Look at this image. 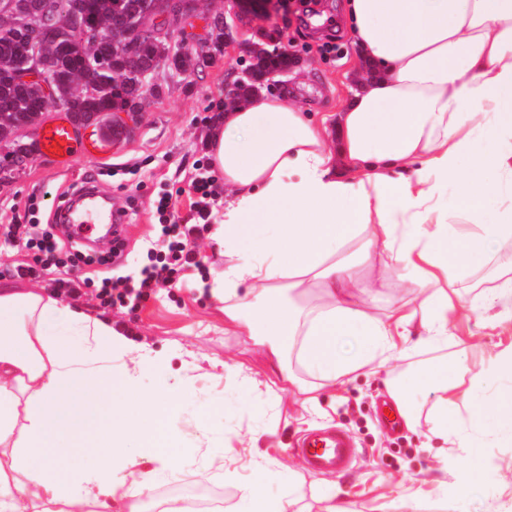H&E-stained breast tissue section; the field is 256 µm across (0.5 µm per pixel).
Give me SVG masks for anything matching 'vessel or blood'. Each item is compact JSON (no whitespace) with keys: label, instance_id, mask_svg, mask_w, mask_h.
Instances as JSON below:
<instances>
[{"label":"vessel or blood","instance_id":"vessel-or-blood-1","mask_svg":"<svg viewBox=\"0 0 512 512\" xmlns=\"http://www.w3.org/2000/svg\"><path fill=\"white\" fill-rule=\"evenodd\" d=\"M42 154L59 167L71 165L77 158H96L108 145L99 136H82L69 120L60 118L45 128L40 139ZM62 223L68 224L74 239L86 240L100 228L123 223L124 216L113 209L110 197L97 186H85L58 209ZM305 469L312 474L340 473L348 469L358 454L351 437L343 431L314 432L294 450Z\"/></svg>","mask_w":512,"mask_h":512}]
</instances>
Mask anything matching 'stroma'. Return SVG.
I'll use <instances>...</instances> for the list:
<instances>
[{
  "label": "stroma",
  "instance_id": "obj_1",
  "mask_svg": "<svg viewBox=\"0 0 512 512\" xmlns=\"http://www.w3.org/2000/svg\"><path fill=\"white\" fill-rule=\"evenodd\" d=\"M346 0H285L279 13L252 16L243 23L252 41L267 50L297 56L301 65L280 75L264 93L271 98L292 95L314 119L336 111L351 95L354 48L345 21ZM332 42L336 51L320 47ZM238 44L226 47L213 63L182 77L162 73L157 91L147 92L138 126L131 136L113 139L107 154L90 161L77 159L66 170L32 150L27 166L15 181L0 189V288H41L53 292L61 272L52 268L38 278L9 276L8 268L32 262L33 253L20 241L7 238L12 217H21L30 197H41L39 229L67 240L64 225L55 219L63 195L77 191L88 176H95L116 207L127 209L122 226L124 242L120 264L81 266L80 290L71 303L98 313L120 328L133 347L164 356L141 377L147 394L161 388L176 393L168 431L178 436L169 468L142 461L151 474L147 512L158 501L174 497L175 489L190 485L218 495L222 512H237L242 484L249 470L237 460L240 440L257 438L269 463L265 478L270 495H280L289 478L302 486L303 512H324L332 489H339L350 512H512V438L488 429L475 448H430L424 433L409 430L404 422L387 428L379 407L389 397L378 377L360 371L320 401V412L306 410L303 397L281 391L266 357L246 337L224 333V315L216 300L199 288L200 279L224 269V254L212 231L197 236L192 247L199 265L177 267L173 286L132 301L128 307L101 303L92 286L105 276H137L148 263L147 251L160 233V221L175 231L192 224L196 197L192 179L210 165L208 140L224 114V76L240 68ZM175 201L167 218H160V196ZM454 335L446 348L412 351L397 362L409 376L433 358L447 360L459 382L456 390L461 419L491 405L506 382H474L486 370L501 346L512 343V323L482 327L477 314H457ZM349 433L358 460L347 473L309 474L292 449L306 434L329 428ZM232 477H225V470Z\"/></svg>",
  "mask_w": 512,
  "mask_h": 512
}]
</instances>
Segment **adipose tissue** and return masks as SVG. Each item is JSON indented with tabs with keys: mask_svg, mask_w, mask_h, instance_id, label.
Listing matches in <instances>:
<instances>
[{
	"mask_svg": "<svg viewBox=\"0 0 512 512\" xmlns=\"http://www.w3.org/2000/svg\"><path fill=\"white\" fill-rule=\"evenodd\" d=\"M352 43L364 71L335 117L336 139L294 103L263 96L226 114L209 141L233 199L215 231L228 258L206 281L224 303V331L249 337L285 390L311 410L352 373L379 374L407 428L429 441L471 448L478 428L449 421L457 382L443 362L422 367L437 397L417 415L392 363L422 344L447 343L451 314L468 306L484 325L512 322V266L491 288L460 290L489 245L512 240V0H349ZM472 226L471 257L448 262L452 225L443 194ZM496 213H489L491 201ZM394 272L403 302L378 316L363 268ZM353 333L359 352L340 355ZM297 353L300 379L287 365ZM128 355L101 372L88 361ZM153 358L136 357L111 323L31 289H0V512H142L150 489L130 451L139 440L166 468L164 430L171 391H139ZM478 381L508 380L490 414L512 436V344ZM77 448L94 468L73 472ZM257 476L243 486L242 512H300L299 484L280 497L263 491L267 467L249 442Z\"/></svg>",
	"mask_w": 512,
	"mask_h": 512,
	"instance_id": "1",
	"label": "adipose tissue"
}]
</instances>
